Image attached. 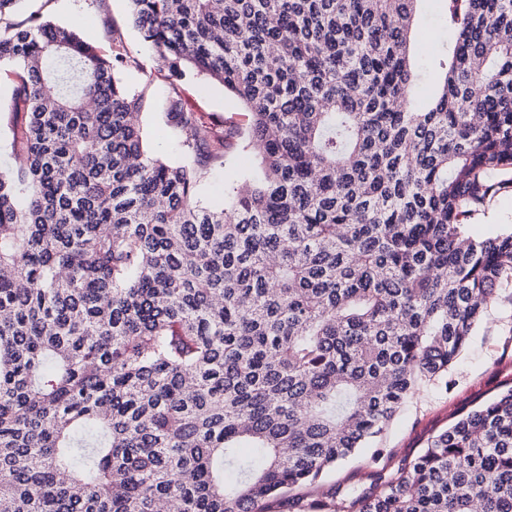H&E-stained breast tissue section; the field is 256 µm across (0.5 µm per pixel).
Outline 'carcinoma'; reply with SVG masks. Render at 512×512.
<instances>
[{"label":"carcinoma","instance_id":"1","mask_svg":"<svg viewBox=\"0 0 512 512\" xmlns=\"http://www.w3.org/2000/svg\"><path fill=\"white\" fill-rule=\"evenodd\" d=\"M0 0L18 164L0 171V512H265L444 378L512 281V230L467 232L512 171V0H445L413 104L420 0H129L183 160L73 27ZM239 99L262 167L205 206ZM94 108L87 107L88 102ZM310 512H512V386L413 460ZM443 12L444 0H422L419 4L421 22L423 27H426L424 33L432 34L433 38L422 39L416 49L419 63L424 67L415 90L414 103L416 105H421L433 94V75L429 72L442 43L448 39V33L441 25ZM184 97L188 108L221 128L242 127L245 123L242 105L218 83L192 80L185 86Z\"/></svg>","mask_w":512,"mask_h":512}]
</instances>
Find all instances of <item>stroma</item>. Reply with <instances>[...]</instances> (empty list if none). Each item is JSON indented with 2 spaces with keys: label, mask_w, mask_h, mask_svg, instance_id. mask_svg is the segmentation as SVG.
<instances>
[{
  "label": "stroma",
  "mask_w": 512,
  "mask_h": 512,
  "mask_svg": "<svg viewBox=\"0 0 512 512\" xmlns=\"http://www.w3.org/2000/svg\"><path fill=\"white\" fill-rule=\"evenodd\" d=\"M34 12L90 34L104 54H111L115 46L124 47L138 63L123 78L143 93L139 122L147 148L153 154L179 160L180 150L167 135L164 102L169 84L157 56L131 22L128 0H22L14 18L20 21ZM443 12L444 0H421L419 4L428 38L416 49L423 67L414 96L418 105L433 94L430 68L448 38L441 25ZM184 97L188 108L205 121L226 128L245 123L242 105L220 84L190 81ZM258 167L257 153L236 145L223 166L207 172L201 185L202 201L210 205L221 202L225 187L242 183L256 174ZM490 179L498 183V191L487 197L469 220V232L477 238H490L512 229V172H496ZM508 385H512V286H502L484 320L449 368L447 383L424 384L367 447L327 471L325 485L361 486L369 484L375 473L391 472L400 461L416 457L429 437L447 429L460 414L494 397Z\"/></svg>",
  "instance_id": "stroma-1"
}]
</instances>
